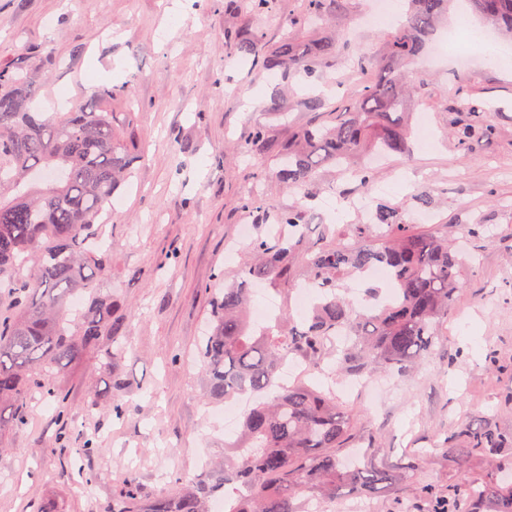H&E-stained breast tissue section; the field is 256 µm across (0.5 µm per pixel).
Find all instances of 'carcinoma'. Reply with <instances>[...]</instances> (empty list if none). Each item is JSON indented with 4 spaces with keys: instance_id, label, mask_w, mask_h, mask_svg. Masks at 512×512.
I'll list each match as a JSON object with an SVG mask.
<instances>
[{
    "instance_id": "obj_1",
    "label": "carcinoma",
    "mask_w": 512,
    "mask_h": 512,
    "mask_svg": "<svg viewBox=\"0 0 512 512\" xmlns=\"http://www.w3.org/2000/svg\"><path fill=\"white\" fill-rule=\"evenodd\" d=\"M449 2L408 0L406 23L387 35L389 57L420 55ZM469 2L486 21L512 34V0ZM236 51L269 72L308 58L329 63L337 55L333 43H305L295 35L265 55L243 37ZM405 95L406 87L388 72L365 86L347 112H321L319 102H310L316 115L278 153L276 176L305 191L319 169L352 165V176L371 188L374 171L359 160L373 150H406L411 131L403 122ZM115 97L103 88L95 107L34 112L24 64L0 70V288L10 289L16 308L12 319L0 320V428L26 425V404L34 393L50 398L56 422L69 427V396L55 385L54 369L92 351L101 367L113 371L127 352L125 322L99 288L110 262V249L101 244L103 214L136 158L131 121L118 125L106 106ZM468 115L463 122L451 119L459 142L491 135L484 109L473 105ZM267 142L268 131L258 124L242 149L252 152ZM244 207L271 212L277 231L255 238L253 261L232 286L213 294L210 333L197 344L207 395L224 401L245 395L252 401L239 438L224 444V458L204 464L178 492L144 502L131 485L103 512H210L219 497L231 500L229 512H309L311 500H334L344 490L357 497L395 491L396 478L387 470L366 460H341L362 431L333 388L304 382L282 387L279 368L287 357L299 356L310 371L320 372L334 357L338 370L351 378L376 372L396 377L431 358L441 322L463 288L448 236L405 224L396 208L379 203L372 224L351 225L346 247L328 224L311 233L296 209L264 206L253 195ZM296 266L323 283L325 296L299 324L282 314L255 329L252 288L264 283L286 302ZM376 266L388 271L395 298L360 313L337 292L339 278ZM77 292L88 296V305L74 313L68 299ZM341 329L352 343L339 350L334 338ZM445 444L469 457H491L512 448V431L473 421ZM419 498L421 512H512V481L493 487L464 477L446 493L424 487Z\"/></svg>"
}]
</instances>
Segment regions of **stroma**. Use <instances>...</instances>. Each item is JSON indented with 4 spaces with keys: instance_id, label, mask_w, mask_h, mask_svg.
<instances>
[{
    "instance_id": "obj_1",
    "label": "stroma",
    "mask_w": 512,
    "mask_h": 512,
    "mask_svg": "<svg viewBox=\"0 0 512 512\" xmlns=\"http://www.w3.org/2000/svg\"><path fill=\"white\" fill-rule=\"evenodd\" d=\"M370 0H327L307 22L306 0H275L259 16L230 0H0V67L15 61L33 69L34 107L67 112L94 102L100 88L119 91L114 112L131 113L139 159L112 198L105 226L111 268L102 294L120 303L130 336L117 369L125 388L103 383L92 355L55 376L69 393L73 415L62 436L46 401H28L27 426L0 431L9 449L0 474V512H102L127 481L141 499L173 492L172 475L198 474L200 451L224 453V430L208 422L196 346L208 327L210 289L231 284L250 259L237 239L242 225L264 231L262 210L242 198L256 193L280 207H298L306 223L362 224L345 208L353 184L338 170L320 169L309 198L274 175L275 145L308 122L311 100L323 111L345 112L376 70L365 58L404 74L415 90L408 148L380 160L369 205L384 202L414 222L418 196L432 195V226L460 232L468 224L496 226L494 236L468 243L463 295L441 327L435 354L399 380L392 395L370 407L357 392L334 388L354 408L375 463L397 475V495L363 502L364 512H410L417 488H445L469 477L499 482L497 462L444 448L461 424L489 420L512 431V40L473 17L474 29L502 48L474 57L467 70L440 57L399 62L387 57V27L364 23ZM246 30L258 51L272 50L288 33L336 42L340 58L275 73L251 67L227 39ZM67 88L65 101L57 92ZM470 98L491 114V138L465 145L449 135L459 102ZM265 125L271 147L242 156L237 143ZM500 368L488 372L489 354ZM126 407L111 412L113 401ZM94 453L81 454L85 440ZM423 460L399 470L414 450Z\"/></svg>"
}]
</instances>
